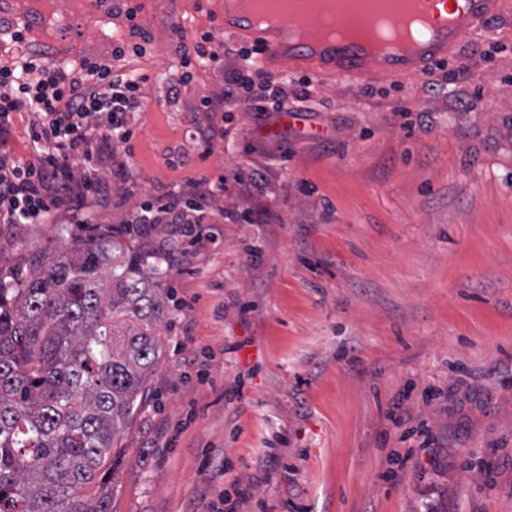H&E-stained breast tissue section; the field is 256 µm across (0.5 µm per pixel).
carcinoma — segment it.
I'll return each instance as SVG.
<instances>
[{"label": "carcinoma", "mask_w": 512, "mask_h": 512, "mask_svg": "<svg viewBox=\"0 0 512 512\" xmlns=\"http://www.w3.org/2000/svg\"><path fill=\"white\" fill-rule=\"evenodd\" d=\"M164 276L98 225L25 278L0 274V512H109L81 491L145 400Z\"/></svg>", "instance_id": "1"}]
</instances>
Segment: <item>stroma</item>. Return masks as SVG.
<instances>
[{
  "label": "stroma",
  "mask_w": 512,
  "mask_h": 512,
  "mask_svg": "<svg viewBox=\"0 0 512 512\" xmlns=\"http://www.w3.org/2000/svg\"><path fill=\"white\" fill-rule=\"evenodd\" d=\"M137 2L153 53L129 63L147 82L126 178L101 169L112 195L85 224H0L6 273L88 224L168 272L148 399L96 488L110 512H512V17L433 89L317 77L281 127L240 103L197 111L224 87L210 70L168 95L177 29L218 31L224 0ZM7 20L71 62L128 34L104 0H16ZM252 169L266 180L245 200ZM204 177L224 180L208 241L124 233L144 201Z\"/></svg>",
  "instance_id": "1"
}]
</instances>
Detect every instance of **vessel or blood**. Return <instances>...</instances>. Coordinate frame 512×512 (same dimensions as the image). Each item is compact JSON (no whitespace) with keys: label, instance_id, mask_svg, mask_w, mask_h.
<instances>
[{"label":"vessel or blood","instance_id":"vessel-or-blood-1","mask_svg":"<svg viewBox=\"0 0 512 512\" xmlns=\"http://www.w3.org/2000/svg\"><path fill=\"white\" fill-rule=\"evenodd\" d=\"M425 12L437 22L438 35L417 56L410 59L388 60L378 66L368 65L355 50L336 47L320 54L296 52L294 60L312 66L318 75L355 78L364 82L392 80L412 81L426 76L437 64L454 56L466 40L485 33L487 23L495 18L512 15V0H417ZM225 33L244 37L261 48L260 67L280 58L281 50L271 39L255 35L248 27L223 21Z\"/></svg>","mask_w":512,"mask_h":512}]
</instances>
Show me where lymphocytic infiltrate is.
Masks as SVG:
<instances>
[{"instance_id": "lymphocytic-infiltrate-1", "label": "lymphocytic infiltrate", "mask_w": 512, "mask_h": 512, "mask_svg": "<svg viewBox=\"0 0 512 512\" xmlns=\"http://www.w3.org/2000/svg\"><path fill=\"white\" fill-rule=\"evenodd\" d=\"M113 12L130 20L128 38L113 41L109 56H85L73 64H49L42 52L27 49L21 62L0 66V132L14 114L29 113L33 154L24 159L0 139V224H79L87 201L107 202L111 189L98 167L126 174L127 165L116 152L132 136L131 114L141 111L144 76L123 69L133 57H143L151 36L133 20L135 8L113 4ZM177 50L183 70L168 82V94L177 97L192 79L193 68L211 69L224 76L221 95H203L200 112H220L239 101L255 112H282L301 106L309 96L306 78L275 76L254 60L256 48L228 46L212 32L189 38L179 36ZM245 61L247 70H225L224 58ZM83 158L95 167L77 175L72 159ZM221 182L198 180L191 200L156 199L132 214L131 223L177 224L183 232L207 223Z\"/></svg>"}]
</instances>
